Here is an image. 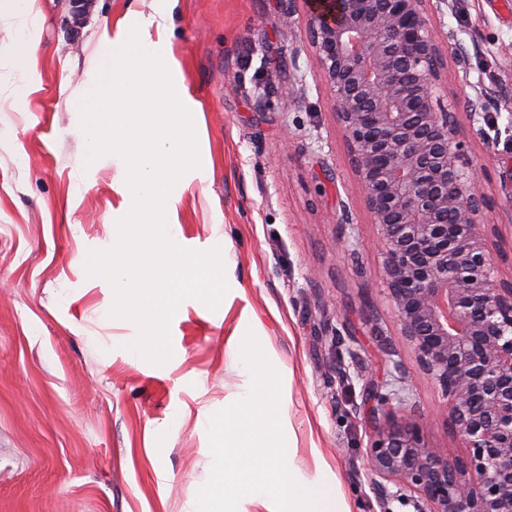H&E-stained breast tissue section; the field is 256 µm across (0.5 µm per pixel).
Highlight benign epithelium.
<instances>
[{
    "label": "benign epithelium",
    "mask_w": 512,
    "mask_h": 512,
    "mask_svg": "<svg viewBox=\"0 0 512 512\" xmlns=\"http://www.w3.org/2000/svg\"><path fill=\"white\" fill-rule=\"evenodd\" d=\"M331 91L384 258L387 297L415 366L466 457L448 458L410 420V373L368 383L366 448L382 512H512V282L499 278L482 222L491 198L445 105L448 65L430 0H288Z\"/></svg>",
    "instance_id": "1"
}]
</instances>
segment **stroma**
Masks as SVG:
<instances>
[{
    "instance_id": "stroma-1",
    "label": "stroma",
    "mask_w": 512,
    "mask_h": 512,
    "mask_svg": "<svg viewBox=\"0 0 512 512\" xmlns=\"http://www.w3.org/2000/svg\"><path fill=\"white\" fill-rule=\"evenodd\" d=\"M36 16L0 0V512H182L209 478L203 415L230 405L244 378L227 352L237 330L263 337L288 392V448L307 477L332 482L349 512H380L366 462V381L387 375L386 351L414 358L385 294L382 256L347 156L331 92L304 24L282 23L287 0H176L170 39L203 105L201 155L178 206L182 247L227 245L233 267L220 309L187 299L172 318V358L131 357L136 326L103 319L112 287L87 276L111 247L122 198L113 156L87 163L70 95L87 94L108 48L104 26L158 0H66ZM444 32L469 56L448 105L486 93L488 120L460 114L469 157L493 204V247L512 245V8L448 0ZM37 44L24 67L19 40ZM288 85L285 98L258 85ZM351 214L355 250L337 246ZM352 339L337 376L331 338ZM411 420L449 459L465 457L438 387L411 374Z\"/></svg>"
}]
</instances>
